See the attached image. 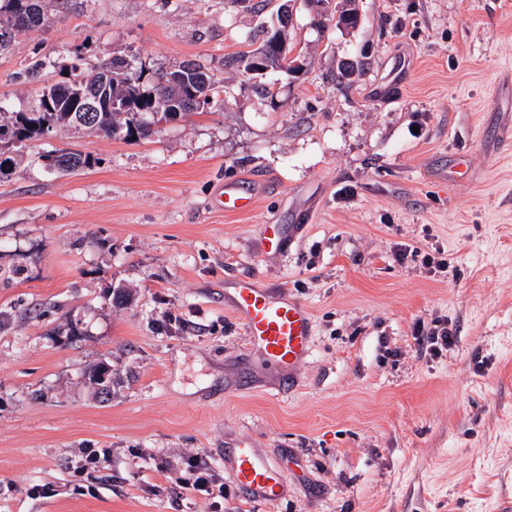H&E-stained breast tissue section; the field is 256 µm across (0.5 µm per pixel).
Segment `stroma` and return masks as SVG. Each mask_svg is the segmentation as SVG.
I'll return each instance as SVG.
<instances>
[{
  "label": "stroma",
  "mask_w": 512,
  "mask_h": 512,
  "mask_svg": "<svg viewBox=\"0 0 512 512\" xmlns=\"http://www.w3.org/2000/svg\"><path fill=\"white\" fill-rule=\"evenodd\" d=\"M250 2L45 0V26L0 53L13 111L38 60L49 82L115 56L151 80L195 61L224 86L136 142L50 133L0 180V512H512V137L494 103L512 0H356L349 31L299 5L303 68L257 82L232 59L283 0ZM347 59L362 67L342 80ZM56 149L92 165L48 171ZM257 179L252 210L217 207ZM399 243L448 271L396 261ZM238 278L311 308L292 380L225 308ZM436 319L456 342L433 358L414 327ZM242 438L302 469L285 498L239 491L224 450ZM85 448L110 449L104 468L80 473ZM190 455L223 497L178 485Z\"/></svg>",
  "instance_id": "35a3bbf8"
}]
</instances>
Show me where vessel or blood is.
Returning <instances> with one entry per match:
<instances>
[{
	"label": "vessel or blood",
	"mask_w": 512,
	"mask_h": 512,
	"mask_svg": "<svg viewBox=\"0 0 512 512\" xmlns=\"http://www.w3.org/2000/svg\"><path fill=\"white\" fill-rule=\"evenodd\" d=\"M262 193L261 185L229 183L220 205L228 212L251 210ZM229 309L244 326L261 361L277 372H292L310 354L313 338L311 310L298 301L274 295L253 280L233 283L227 296ZM236 485L249 499L279 501L285 493L286 479L279 459L254 448L247 439L237 440L224 451Z\"/></svg>",
	"instance_id": "obj_1"
}]
</instances>
